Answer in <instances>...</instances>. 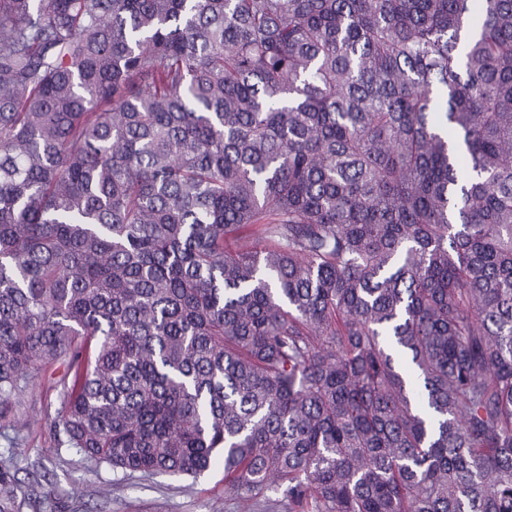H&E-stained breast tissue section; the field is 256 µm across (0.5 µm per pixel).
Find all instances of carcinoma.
<instances>
[{"label": "carcinoma", "instance_id": "cac0c4a2", "mask_svg": "<svg viewBox=\"0 0 512 512\" xmlns=\"http://www.w3.org/2000/svg\"><path fill=\"white\" fill-rule=\"evenodd\" d=\"M55 365L95 467L512 512V0H0V418Z\"/></svg>", "mask_w": 512, "mask_h": 512}]
</instances>
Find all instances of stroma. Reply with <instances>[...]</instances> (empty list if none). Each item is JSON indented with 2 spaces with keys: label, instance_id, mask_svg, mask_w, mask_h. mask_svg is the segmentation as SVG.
Listing matches in <instances>:
<instances>
[{
  "label": "stroma",
  "instance_id": "1",
  "mask_svg": "<svg viewBox=\"0 0 512 512\" xmlns=\"http://www.w3.org/2000/svg\"><path fill=\"white\" fill-rule=\"evenodd\" d=\"M59 370H48L29 389L25 398L28 421L15 433L11 419H0V448L9 447L10 437L18 466L16 477L27 483V467L41 461L46 473L41 478L40 510L21 504L20 512H288V501L279 494L247 499L224 486V471L214 468L192 482L174 477L126 476L108 467L88 468L60 449L50 422L59 408L55 383ZM79 486L83 495L72 498L69 490Z\"/></svg>",
  "mask_w": 512,
  "mask_h": 512
}]
</instances>
